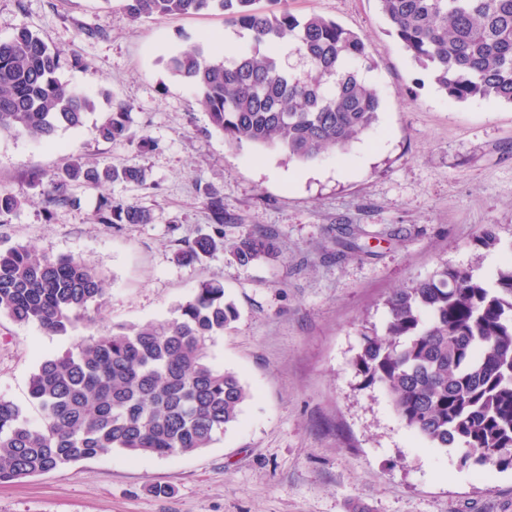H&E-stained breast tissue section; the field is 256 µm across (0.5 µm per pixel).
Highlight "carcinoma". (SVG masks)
Returning <instances> with one entry per match:
<instances>
[{"label": "carcinoma", "instance_id": "obj_1", "mask_svg": "<svg viewBox=\"0 0 512 512\" xmlns=\"http://www.w3.org/2000/svg\"><path fill=\"white\" fill-rule=\"evenodd\" d=\"M133 20L218 9L249 33L251 46L229 63L196 45L171 56L168 70L201 96L211 125L229 144L274 146L311 162L345 150L376 122L377 90L361 76L371 68L356 32L318 14L299 18L288 0H120ZM391 33L448 98L512 104V0H378ZM307 63L297 76L283 65L285 45ZM60 54L22 27L0 40V136L52 139L95 111V98L59 75ZM131 106L112 105L97 127L114 145L132 142ZM146 185L144 169L89 165L74 155L58 173L51 208L74 206L73 184ZM0 190V223L23 206ZM212 224L178 252L193 262L217 252L241 265L282 260L277 235L256 229L229 242L224 193L209 188ZM101 224H149L133 202L101 197ZM338 255L360 252L355 232ZM107 294L102 272L74 255L49 256L26 245L0 249V316L68 336L92 318ZM386 332L362 326L353 365L368 386L387 393L404 425L434 448L463 450L476 465L512 468V261L489 283L448 262L393 290ZM163 321L119 324L90 334L62 354L44 357L29 379L39 418L0 397V483L40 475L117 449L132 456L188 455L209 448L238 423L250 393L238 374L216 364L209 345L238 317L224 284L209 279Z\"/></svg>", "mask_w": 512, "mask_h": 512}]
</instances>
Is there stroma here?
<instances>
[{
    "mask_svg": "<svg viewBox=\"0 0 512 512\" xmlns=\"http://www.w3.org/2000/svg\"><path fill=\"white\" fill-rule=\"evenodd\" d=\"M289 7L365 38L381 109L344 155L304 163L277 148L228 145L211 127L166 61L210 37L229 55L249 46L221 13L134 22L120 0H0V40L23 26L37 32L59 51L62 79L97 101L82 127L59 130L51 145L0 138V190L26 199L0 224V248L28 245L96 266L108 295L94 313L95 335L173 317L201 281L223 282L240 316L210 352L250 391L240 423L209 448L137 459L108 451L0 485V512H512V469L464 466L461 450L430 447L353 368L361 325L385 332L393 289L443 262L489 280L512 257V104L447 98L390 34L378 0ZM114 100L131 105L135 142L98 137ZM75 153L143 167L146 186L108 192L150 210L152 223H99L100 193L84 186L72 189L76 206L46 210L42 191ZM210 188L237 218L224 227L227 239L271 230L281 262L241 266L221 253L177 261L185 242L208 230ZM490 224L499 246L476 249ZM345 226L359 229L362 251L339 259L334 230ZM70 344L0 316V396L38 418L29 378ZM157 484L171 495L156 496Z\"/></svg>",
    "mask_w": 512,
    "mask_h": 512,
    "instance_id": "obj_1",
    "label": "stroma"
}]
</instances>
